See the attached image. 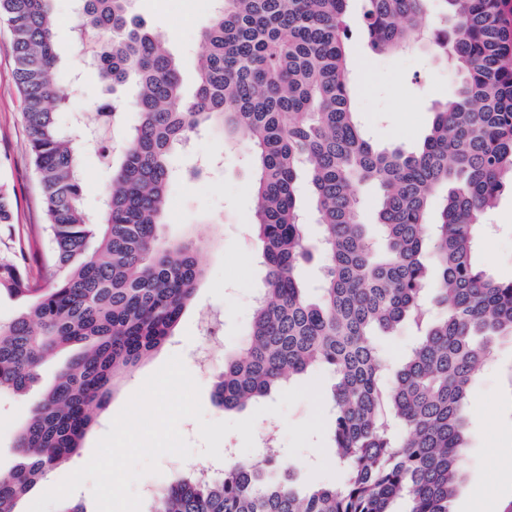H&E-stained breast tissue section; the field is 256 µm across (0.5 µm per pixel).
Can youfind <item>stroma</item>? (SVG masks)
<instances>
[{
    "label": "stroma",
    "mask_w": 512,
    "mask_h": 512,
    "mask_svg": "<svg viewBox=\"0 0 512 512\" xmlns=\"http://www.w3.org/2000/svg\"><path fill=\"white\" fill-rule=\"evenodd\" d=\"M131 11L145 27L163 35L170 52L178 59L185 87H192L197 60L204 50L202 30L212 15L210 0H132ZM55 39L66 53L67 70L60 83L68 107L60 113L62 124L83 118L97 126V104L111 95L134 101L137 89L127 84L107 88L99 80L90 59L71 53L73 41L72 0H54ZM9 28L0 23V182L14 187L18 212L11 229L0 227V244L9 234L21 233L26 225L45 223L39 205L40 188L28 150L29 132L21 117V102L15 81V66L8 50ZM352 62L351 82L355 107L370 140L379 146L417 145L426 135L436 103L447 100L457 86L448 64L428 47L410 52L374 55L359 37L348 43ZM247 147L238 144L226 151L219 132L195 138L186 151L176 153L173 163L183 170L198 169V176L181 178L169 189L166 220L160 231L164 238L177 239L196 231L208 239L197 252L204 270L193 301L166 343L133 369L114 390L107 408L97 416L83 446L69 462L47 477L54 486L91 458L98 439L112 419L144 380L172 355H180L201 387L204 414L211 421H239L256 416L255 438L273 435L283 450L282 460L300 483L311 479L321 458H333V449L318 453L308 448L300 456L287 455V423H301L312 413L309 401L292 405L285 416L256 415L255 405L239 411H224L213 401L217 375L224 368L225 355L238 352L245 344L251 324L254 297L264 286L265 269L260 262L261 245L253 224L249 185L252 170ZM112 180V169L95 150L83 155L81 204L97 213ZM476 257L494 277H512V194L504 193L488 215L481 232ZM58 368L46 364L40 378L24 395L0 396V470L15 465L14 447L22 423L33 403L49 385ZM481 487L484 502L470 498L473 487ZM512 500V340L500 339L493 355L477 377L470 398L466 480L454 499L452 512L498 510Z\"/></svg>",
    "instance_id": "1"
}]
</instances>
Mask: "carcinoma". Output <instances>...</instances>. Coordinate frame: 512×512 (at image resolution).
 Wrapping results in <instances>:
<instances>
[{"mask_svg":"<svg viewBox=\"0 0 512 512\" xmlns=\"http://www.w3.org/2000/svg\"><path fill=\"white\" fill-rule=\"evenodd\" d=\"M131 0H78L73 46L101 81L137 85V114L96 215L80 203L79 128L60 125L64 94L52 0H0L45 226L0 252V291L22 303L0 323V394H23L42 365L66 362L19 429L20 461L0 471V512L82 447L111 391L172 335L204 271L200 242L169 240L172 154L218 128L247 135L255 231L266 268L243 352L224 360L215 402L240 410L312 368L333 375L328 438L339 485L299 489L277 454L192 470L150 512H451L464 481L467 407L495 342L512 337V279L474 256L485 215L512 189V0H359V36L392 54L427 45L459 75L415 149L378 147L353 107L346 44L353 0H217L194 89L163 38L130 19ZM105 38L87 47L88 33ZM126 102L99 105L120 124ZM315 202L326 264L319 296L299 278L311 250L299 183ZM375 190L373 222L360 189ZM17 201L0 184V225ZM33 261L35 280L25 266ZM415 328L391 370L374 342Z\"/></svg>","mask_w":512,"mask_h":512,"instance_id":"cac0c4a2","label":"carcinoma"}]
</instances>
